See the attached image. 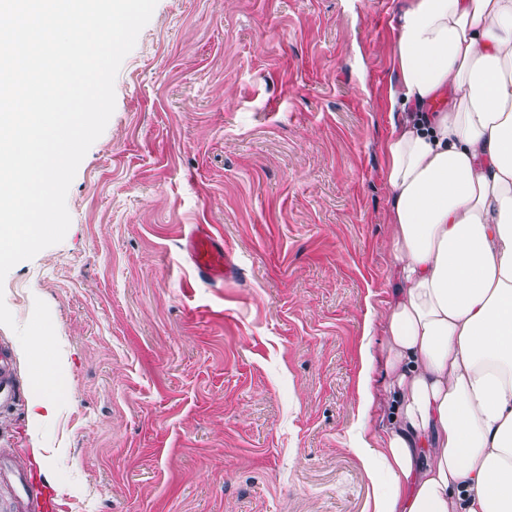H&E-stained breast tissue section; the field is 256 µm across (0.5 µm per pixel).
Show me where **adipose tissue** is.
I'll return each mask as SVG.
<instances>
[{
  "label": "adipose tissue",
  "mask_w": 512,
  "mask_h": 512,
  "mask_svg": "<svg viewBox=\"0 0 512 512\" xmlns=\"http://www.w3.org/2000/svg\"><path fill=\"white\" fill-rule=\"evenodd\" d=\"M397 31L385 143L397 288L351 447L374 512H512V0H408Z\"/></svg>",
  "instance_id": "1"
}]
</instances>
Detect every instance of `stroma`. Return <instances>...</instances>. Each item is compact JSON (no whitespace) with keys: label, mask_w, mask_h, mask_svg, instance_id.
Listing matches in <instances>:
<instances>
[{"label":"stroma","mask_w":512,"mask_h":512,"mask_svg":"<svg viewBox=\"0 0 512 512\" xmlns=\"http://www.w3.org/2000/svg\"><path fill=\"white\" fill-rule=\"evenodd\" d=\"M405 2L157 0L64 240L0 284L18 324L47 303L61 347L68 397L40 422L0 325V449L24 450L58 512H373L349 443L361 351L386 340ZM198 224L223 233L233 283L183 251Z\"/></svg>","instance_id":"1"}]
</instances>
